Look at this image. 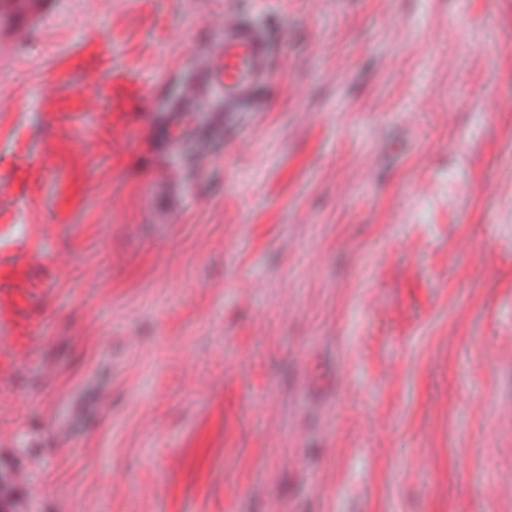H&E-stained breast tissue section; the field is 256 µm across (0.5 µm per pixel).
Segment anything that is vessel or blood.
<instances>
[{
    "instance_id": "vessel-or-blood-1",
    "label": "vessel or blood",
    "mask_w": 512,
    "mask_h": 512,
    "mask_svg": "<svg viewBox=\"0 0 512 512\" xmlns=\"http://www.w3.org/2000/svg\"><path fill=\"white\" fill-rule=\"evenodd\" d=\"M43 0H0V27L20 30L38 20ZM224 37L196 68L189 97L170 104L161 118L169 145L203 144L204 134L220 135L237 112L251 103L271 78V53L264 31L238 18H225ZM219 88L221 99L197 120L191 101L205 89Z\"/></svg>"
}]
</instances>
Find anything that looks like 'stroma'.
<instances>
[{"label": "stroma", "instance_id": "stroma-1", "mask_svg": "<svg viewBox=\"0 0 512 512\" xmlns=\"http://www.w3.org/2000/svg\"><path fill=\"white\" fill-rule=\"evenodd\" d=\"M0 30L9 512H512V0H49ZM234 14L274 78L156 129Z\"/></svg>", "mask_w": 512, "mask_h": 512}]
</instances>
